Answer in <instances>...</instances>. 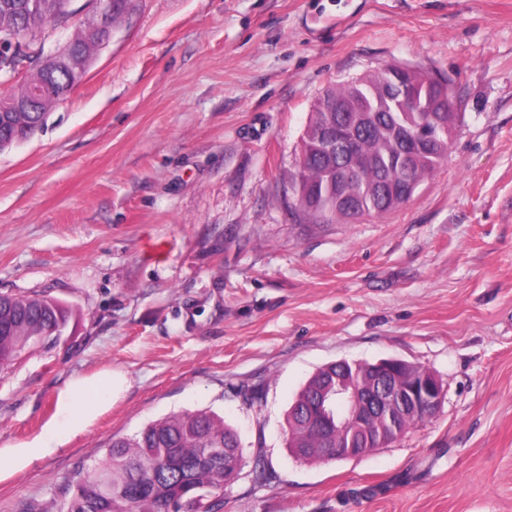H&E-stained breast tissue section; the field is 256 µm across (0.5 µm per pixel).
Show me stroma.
<instances>
[{"label": "stroma", "instance_id": "35a3bbf8", "mask_svg": "<svg viewBox=\"0 0 512 512\" xmlns=\"http://www.w3.org/2000/svg\"><path fill=\"white\" fill-rule=\"evenodd\" d=\"M393 63L452 81L447 158L384 217L300 223L314 102ZM1 292L72 317L0 372V448L42 438L72 376L127 385L0 472V512L51 506L112 436L199 409L243 442L222 512H512V0H134L43 129L0 151ZM385 358L440 378L437 415L355 458H295L306 382Z\"/></svg>", "mask_w": 512, "mask_h": 512}]
</instances>
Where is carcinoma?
I'll use <instances>...</instances> for the list:
<instances>
[{
    "label": "carcinoma",
    "instance_id": "obj_1",
    "mask_svg": "<svg viewBox=\"0 0 512 512\" xmlns=\"http://www.w3.org/2000/svg\"><path fill=\"white\" fill-rule=\"evenodd\" d=\"M0 0V80L12 82L0 96V150L27 140L42 130L48 111L83 80L103 45L101 28L115 27L132 0H112L101 14L89 0ZM84 13L73 38L47 53L42 34L51 24H64ZM388 69L325 88L301 138V153L291 180L298 210L309 223L334 224L350 218L382 217L397 209L392 194H402L390 182L404 173L390 167L399 143L390 115L372 122L368 109L382 96ZM405 126L415 132L428 126L426 113L404 112ZM341 120L354 128L355 155L342 148L325 150L328 126ZM464 120L448 112V129L436 134L432 149L414 160L412 177L423 182L448 155L449 144ZM358 171L336 180V171L351 165ZM69 308L39 295L0 294V367L8 368L26 354L48 349L68 327ZM350 382L360 392L372 383L367 362L351 366ZM336 400V364L319 369L301 389L286 414V445L309 461L328 460L336 447V430H328L320 400ZM239 433L224 418L196 410L166 416L146 424L132 437H112L103 461L90 475L70 480L71 494L54 512H213L210 500L224 492L234 467H242Z\"/></svg>",
    "mask_w": 512,
    "mask_h": 512
}]
</instances>
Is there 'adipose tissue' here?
Instances as JSON below:
<instances>
[{"instance_id":"adipose-tissue-1","label":"adipose tissue","mask_w":512,"mask_h":512,"mask_svg":"<svg viewBox=\"0 0 512 512\" xmlns=\"http://www.w3.org/2000/svg\"><path fill=\"white\" fill-rule=\"evenodd\" d=\"M113 386V377L108 372L67 382L58 393V420L49 425L45 436L39 440L14 448H0V465L25 467L55 450L63 436L84 430L99 409L111 401Z\"/></svg>"}]
</instances>
